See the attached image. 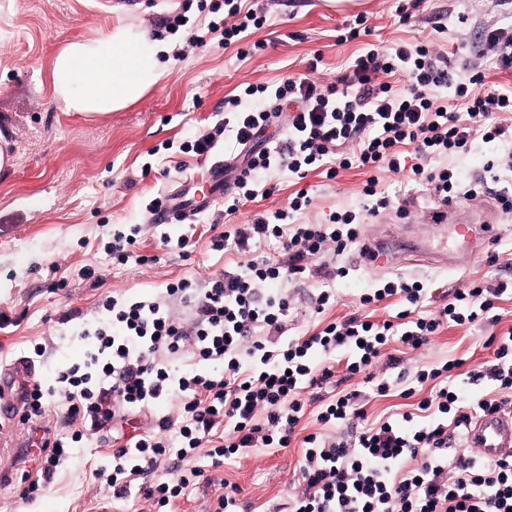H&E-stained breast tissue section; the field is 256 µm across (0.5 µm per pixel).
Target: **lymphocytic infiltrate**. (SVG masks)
I'll list each match as a JSON object with an SVG mask.
<instances>
[{
    "label": "lymphocytic infiltrate",
    "mask_w": 512,
    "mask_h": 512,
    "mask_svg": "<svg viewBox=\"0 0 512 512\" xmlns=\"http://www.w3.org/2000/svg\"><path fill=\"white\" fill-rule=\"evenodd\" d=\"M209 11L217 16L211 30L222 32L225 46H238L239 57L266 50L264 41L250 39L266 22L262 9L243 0H210ZM400 73L407 84H392ZM443 88L449 98L438 97ZM225 110L222 124L181 145L182 152L206 156L229 133L238 145L251 147L224 197L225 214L270 195L257 181L270 171L300 179L318 171L332 180L343 170H363L361 209L298 224L295 216L312 203L307 190H298L287 208L213 237L214 249L244 255L238 271L202 284L183 279L150 300L106 299L108 320L82 332L92 342L83 363L59 372L53 385L35 381L24 391V422H37L58 400L67 407L71 433L43 428L39 468L23 495L35 498L70 449L95 435L114 446L111 471L98 474L113 499L135 489L161 512L202 477L191 465L198 452L217 467L258 448L288 447L298 436L305 447L303 488L286 512H512V457L487 462L457 452L473 414L512 410V326L498 328L499 304L512 300L511 280L490 286L474 280L448 293L411 277L389 279L360 294L357 311L301 336L288 333L295 307L286 289L294 279H315L314 312L324 313L337 301V280L349 274L336 259L360 246L365 220L390 208L410 217L425 195L441 204L466 200L498 183L500 171L512 172V155L488 160L489 181L473 184L433 164L475 142L512 143V90L486 84L481 74L460 81L447 57L427 42L372 44L336 83L323 86L301 74L272 90L251 84L227 99ZM281 116L287 119V148L261 143ZM405 168L413 190L396 200L381 190L380 180L384 172ZM272 242L283 260L270 257L266 247ZM389 299L397 308L394 317L374 319L372 306ZM437 299L441 307L426 312ZM447 324L492 326L483 343L489 358L467 369L450 360L394 378L375 374L379 361L391 367L400 362L387 354L388 345L421 350ZM186 357L193 368H183ZM339 381L344 389L317 420L344 424L347 434H300L304 390ZM463 384L482 387V395L463 400ZM396 388L405 399L422 388L429 394L417 398L415 411L368 422L369 399ZM166 402L175 408L157 420L156 433L120 441L119 432L139 413ZM166 460L178 464L176 475L144 482Z\"/></svg>",
    "instance_id": "obj_1"
}]
</instances>
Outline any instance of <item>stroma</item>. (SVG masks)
<instances>
[{"instance_id": "35a3bbf8", "label": "stroma", "mask_w": 512, "mask_h": 512, "mask_svg": "<svg viewBox=\"0 0 512 512\" xmlns=\"http://www.w3.org/2000/svg\"><path fill=\"white\" fill-rule=\"evenodd\" d=\"M394 3L365 0L362 12L372 32L349 40L346 25L354 21L355 10L329 7L326 0H259L267 23L258 36L267 48L243 59L236 48L225 47L220 33L209 32L213 16L199 11V0H0V135L14 156L13 168L0 172V312L13 320L0 329V366L30 358L36 376L52 380L83 361L87 346L80 333L92 319L106 318L102 302L108 296L152 297L180 279L200 282L237 269L241 255L213 250V233L286 206L299 189H308L312 198L302 216L306 222L358 207L365 176L351 169L332 181L315 172L301 180L267 173L264 183L275 188L270 197L231 215L225 214L223 201L213 202L190 225L154 224L147 211L158 194L205 173L208 157L183 153L180 145L223 122L224 100L241 84L276 87L304 73L317 54L322 57L317 76L329 83L366 43L425 39L447 53L465 81L473 67L483 64L478 51L484 24L512 27V14L504 13L498 0H422L404 23L395 17ZM182 11L190 19L188 27L169 35L164 17ZM118 22L183 46L184 52L163 56L167 79L127 109L95 121L62 111L50 80L54 56L66 44L102 36ZM193 34L204 36V44L189 46ZM147 162L152 168L146 172ZM120 231L136 232V252L152 256V263L114 264L108 247ZM165 236L189 238L187 254L163 246ZM489 251L498 254L497 263L482 260L461 270L414 266L397 257L379 267L351 251L343 257L349 274L336 283L339 301L329 315L352 312L361 293L396 275L427 278L447 290L473 279L512 277V222L500 226ZM88 268L93 277L85 276ZM46 338L50 348L34 357V345ZM483 341L480 331L447 327L430 346L409 354L407 363L463 359L473 365L489 355ZM28 429L19 420L0 429L1 438L17 442L13 455L0 456V512H147L148 501L138 496L110 506L100 500L96 474L111 469L112 449L96 439L75 448L35 500L23 499L26 464L19 442ZM301 455L293 444L274 453L253 451L218 468L197 456L195 466L213 483L204 492L184 489L170 512H202L205 498L221 495L225 480L238 485L240 500L253 505L286 501L300 489Z\"/></svg>"}]
</instances>
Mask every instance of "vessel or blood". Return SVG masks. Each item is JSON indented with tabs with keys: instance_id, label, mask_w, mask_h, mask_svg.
Listing matches in <instances>:
<instances>
[{
	"instance_id": "obj_1",
	"label": "vessel or blood",
	"mask_w": 512,
	"mask_h": 512,
	"mask_svg": "<svg viewBox=\"0 0 512 512\" xmlns=\"http://www.w3.org/2000/svg\"><path fill=\"white\" fill-rule=\"evenodd\" d=\"M224 158L214 159L202 179L184 181L168 194L167 203L153 212L152 223L174 224L209 203L223 197L229 186L224 180ZM502 211L489 207L470 212L464 223L455 227L460 240L465 243L470 258H479L490 246L498 224L505 221ZM30 367L17 363L13 368L0 372V419H14L21 405L20 384L28 378ZM464 447L476 450L485 459L493 461L512 455V412L477 414L470 420L463 439Z\"/></svg>"
}]
</instances>
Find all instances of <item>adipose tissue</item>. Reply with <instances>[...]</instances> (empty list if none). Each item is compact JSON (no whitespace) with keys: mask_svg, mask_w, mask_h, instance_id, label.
<instances>
[{"mask_svg":"<svg viewBox=\"0 0 512 512\" xmlns=\"http://www.w3.org/2000/svg\"><path fill=\"white\" fill-rule=\"evenodd\" d=\"M166 42L118 23L102 37L73 41L54 57L50 78L59 107L103 119L140 100L168 75Z\"/></svg>","mask_w":512,"mask_h":512,"instance_id":"ef3b65f1","label":"adipose tissue"}]
</instances>
